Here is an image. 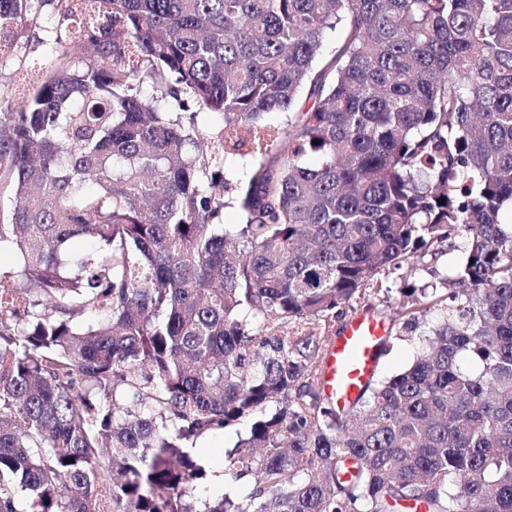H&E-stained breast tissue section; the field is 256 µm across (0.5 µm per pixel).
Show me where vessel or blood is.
<instances>
[{
	"instance_id": "b4317fda",
	"label": "vessel or blood",
	"mask_w": 512,
	"mask_h": 512,
	"mask_svg": "<svg viewBox=\"0 0 512 512\" xmlns=\"http://www.w3.org/2000/svg\"><path fill=\"white\" fill-rule=\"evenodd\" d=\"M389 334L385 321L372 313L355 316L329 349L323 368L326 393L339 405L352 403L378 366V350Z\"/></svg>"
}]
</instances>
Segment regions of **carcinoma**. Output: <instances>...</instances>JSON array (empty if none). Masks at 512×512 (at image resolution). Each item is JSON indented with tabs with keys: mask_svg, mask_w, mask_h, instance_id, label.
Listing matches in <instances>:
<instances>
[{
	"mask_svg": "<svg viewBox=\"0 0 512 512\" xmlns=\"http://www.w3.org/2000/svg\"><path fill=\"white\" fill-rule=\"evenodd\" d=\"M51 3L0 99V512H512V0ZM37 22L0 0V57ZM460 232L411 366L338 408L310 324ZM246 418L252 488L202 498ZM34 4L38 10L39 23L20 31L13 54L0 57V95L6 99L16 100L23 96L19 95L22 87L18 88L16 83L19 68L33 60L44 59L42 55L48 54V48L41 46V41L46 38L43 29L48 26L53 7L44 0ZM249 429V423L244 422L224 432V435H215L198 443V451L205 454L209 460L211 474L214 470L224 473L227 460L224 450L232 448L238 441L239 436H245Z\"/></svg>",
	"mask_w": 512,
	"mask_h": 512,
	"instance_id": "obj_1",
	"label": "carcinoma"
}]
</instances>
